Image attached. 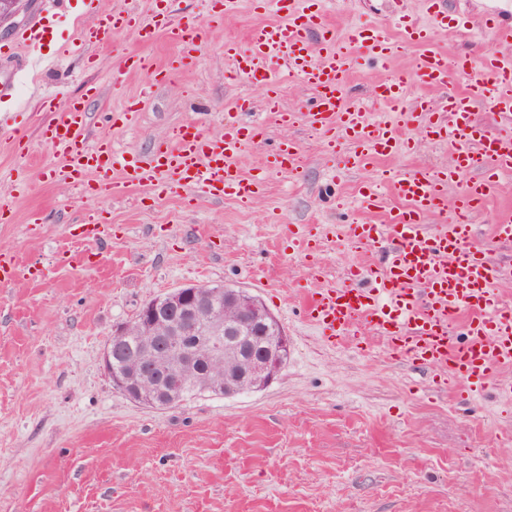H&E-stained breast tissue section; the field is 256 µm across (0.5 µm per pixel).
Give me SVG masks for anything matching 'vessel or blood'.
Listing matches in <instances>:
<instances>
[{
    "label": "vessel or blood",
    "instance_id": "1",
    "mask_svg": "<svg viewBox=\"0 0 512 512\" xmlns=\"http://www.w3.org/2000/svg\"><path fill=\"white\" fill-rule=\"evenodd\" d=\"M255 7L278 19L250 28L245 43H226L230 78L265 86L266 110L280 124H294L295 113L281 107L280 80L270 66L273 58L284 59L289 71L316 93L304 115L307 125L344 140L353 161L363 167L391 157L402 142L390 121L362 111L360 102L348 96L357 56L384 63L400 53L404 42L416 45L409 72L390 74L372 88L374 101L397 112L406 103L409 86L437 90L447 86L452 73L467 75V83L445 101L421 98L415 105L429 118V139L450 146L447 169L434 175L388 173L386 181L400 208L386 221L375 219L385 207L377 189H359L360 204L373 219L355 225L352 237L381 252V261L350 268L347 284L340 287L320 281L305 290L304 299L310 321L329 343L365 325L393 359L447 371L450 384L473 393L512 398V380L501 376L512 367V308L496 289L497 282L512 277V266L490 264L473 243L470 225L500 178L512 175V131L490 135L473 119L475 109L486 105L512 122V61L490 50L478 59L460 58L452 68L447 54L435 47L431 31L421 25H410L402 42L361 24L338 36L326 26L323 11L302 12L298 0H257ZM485 17L496 42L512 43V0H490ZM130 30L145 44L161 31L179 44V55L165 65L138 52L123 61L122 70L150 72L158 83L186 66L197 47L196 26L169 13L148 21L129 12L101 15L86 41L101 42ZM98 93V86L88 83L82 97L66 104L42 100L43 109L52 114L44 131L46 142L65 158L53 171L56 180L97 197L123 195L135 182L160 192L174 183L218 200L252 198L263 191V175L243 176L236 163L254 135L240 118L250 106L248 100L226 111L222 134L211 135L191 122L174 130L150 160L140 161L115 149L109 139L89 144L84 101ZM299 158L300 149L291 141L279 149L271 166L290 172ZM90 171L97 176L92 183L85 180ZM459 178L464 185L456 200H448V185ZM447 210L452 213L448 224L428 230L429 218ZM358 279L370 281L371 289L356 288ZM456 328L461 331L457 337L452 334Z\"/></svg>",
    "mask_w": 512,
    "mask_h": 512
}]
</instances>
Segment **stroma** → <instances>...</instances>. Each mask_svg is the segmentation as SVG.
Returning <instances> with one entry per match:
<instances>
[{"mask_svg":"<svg viewBox=\"0 0 512 512\" xmlns=\"http://www.w3.org/2000/svg\"><path fill=\"white\" fill-rule=\"evenodd\" d=\"M485 0H340L330 19L337 33L365 23L400 36L414 20L433 29L449 59L488 49L512 60V45L485 30ZM155 0H30L16 27L44 29L47 68L14 83L11 64L0 84H16L25 108L16 133H0V251L14 255L21 277L0 283V512H512V400L485 392L468 400L439 387L443 371L391 360L367 330L324 342L309 321L301 291L312 265L335 284L368 258L347 227L368 221L358 201L365 183L386 170L434 173L448 147L428 140L426 118L399 123L409 149L386 166L344 165L350 148L329 144L304 122L282 126L264 94L228 77V41H244L266 22L252 0H237L220 26L209 0H173L177 19L198 24L194 65L161 85L148 74L114 82L137 41L121 35L70 53L71 40L97 15L129 11L149 18ZM87 54V55H88ZM99 86L86 103L89 142L110 139L141 159L152 157L179 126L202 121L224 128L242 98L244 120L259 134L239 155L243 172L263 169L253 198L213 200L175 189L160 194L131 185L118 198H78L55 180L61 162L41 137L51 119L31 84L58 103ZM144 105L132 120L130 102ZM285 140L300 147L294 172L266 168ZM512 207V178L497 186L471 219L473 240L492 264L512 262V243L494 234L498 213ZM44 223H32L33 214ZM99 224V241L83 224ZM320 239L316 251L296 240ZM38 269L31 281L24 270ZM186 284H219L255 295L290 342L286 364L267 388L224 397L205 394L164 408L129 400L113 387L102 352L114 330L142 304Z\"/></svg>","mask_w":512,"mask_h":512,"instance_id":"35a3bbf8","label":"stroma"}]
</instances>
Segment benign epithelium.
I'll list each match as a JSON object with an SVG mask.
<instances>
[{"instance_id":"1","label":"benign epithelium","mask_w":512,"mask_h":512,"mask_svg":"<svg viewBox=\"0 0 512 512\" xmlns=\"http://www.w3.org/2000/svg\"><path fill=\"white\" fill-rule=\"evenodd\" d=\"M29 0H0V28L12 26ZM275 329L266 341L262 359L242 361L229 336H260ZM141 338L139 354L122 357V342L131 335ZM290 342L277 318L250 292L228 291L189 284L146 302L132 322L118 328L107 343L102 363L112 384L132 401L154 407L174 405L178 395L162 387L173 376L186 379L204 390L222 394L238 382L250 391L268 387L281 373ZM210 362L224 367V373L199 374L195 370L197 351Z\"/></svg>"}]
</instances>
